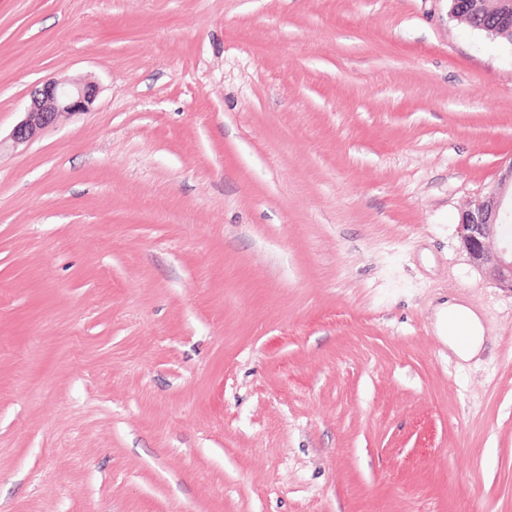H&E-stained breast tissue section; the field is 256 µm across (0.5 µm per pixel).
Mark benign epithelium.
Returning a JSON list of instances; mask_svg holds the SVG:
<instances>
[{"label": "benign epithelium", "mask_w": 512, "mask_h": 512, "mask_svg": "<svg viewBox=\"0 0 512 512\" xmlns=\"http://www.w3.org/2000/svg\"><path fill=\"white\" fill-rule=\"evenodd\" d=\"M97 94L98 87L93 82L44 81L31 95L11 139L16 144L31 141L60 115L86 111ZM501 206L502 193L497 188L473 200L461 214V242L472 262L488 269L498 285L512 293V257L507 259L489 247L497 226L508 216L501 212Z\"/></svg>", "instance_id": "benign-epithelium-1"}]
</instances>
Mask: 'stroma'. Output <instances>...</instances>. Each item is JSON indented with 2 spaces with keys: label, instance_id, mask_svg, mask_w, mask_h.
I'll use <instances>...</instances> for the list:
<instances>
[{
  "label": "stroma",
  "instance_id": "1",
  "mask_svg": "<svg viewBox=\"0 0 512 512\" xmlns=\"http://www.w3.org/2000/svg\"><path fill=\"white\" fill-rule=\"evenodd\" d=\"M449 9L0 0V512H512V293L459 227L512 45ZM50 78L100 91L13 144ZM442 332L450 348L461 358L474 356L483 343V328L478 318L462 305L448 304L442 315Z\"/></svg>",
  "mask_w": 512,
  "mask_h": 512
}]
</instances>
